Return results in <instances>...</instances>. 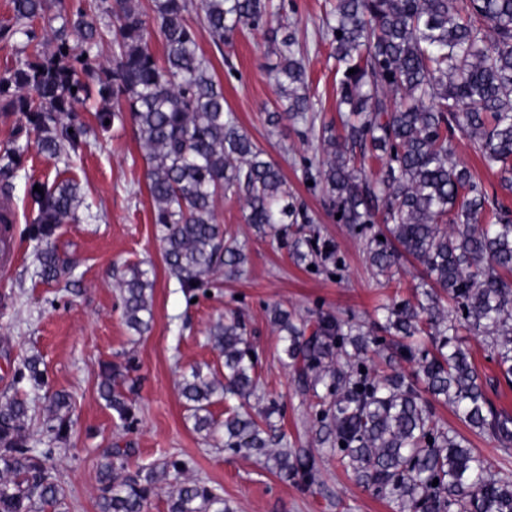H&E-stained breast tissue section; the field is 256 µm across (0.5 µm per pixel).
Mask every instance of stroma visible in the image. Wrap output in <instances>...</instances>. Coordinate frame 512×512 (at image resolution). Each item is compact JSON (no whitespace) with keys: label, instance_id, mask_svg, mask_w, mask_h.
Segmentation results:
<instances>
[{"label":"stroma","instance_id":"stroma-1","mask_svg":"<svg viewBox=\"0 0 512 512\" xmlns=\"http://www.w3.org/2000/svg\"><path fill=\"white\" fill-rule=\"evenodd\" d=\"M197 39L224 83L227 106L280 166L294 196L313 215L321 239L335 244L339 267L317 270L297 264L277 236L244 223L242 200L228 193L217 206V219L226 235L244 246V272L185 294L164 263L145 189L147 165L132 124L113 127L107 138L69 160L30 147L10 194L17 214L14 257L7 270L0 271V401L14 396L13 369L25 357L39 359L48 382L46 388L28 391L31 406L41 407L55 391L73 395L70 436L53 461V472L66 493L64 512H98L101 454L116 444L133 448L128 461L132 472L166 459L186 461L189 476L217 488L235 512H392L356 487L335 457L315 446L310 431L314 411L295 393L289 371L279 361L282 343L270 310L278 305L303 318L322 310L369 322L380 303L411 298L421 267L404 263L390 283L375 275L365 239L337 223L322 195L305 183L303 164L321 157L320 143L303 140L290 126L270 133L266 113L278 99L270 74L277 61L270 51V29L236 33L220 48L205 28H198ZM332 52L329 42H310L306 67L319 120L334 125L339 77ZM227 57L236 75L227 74ZM456 144L457 159L499 206L512 211V192L501 188L498 171L485 167L464 137H457ZM59 175L79 185L88 207L79 210L78 221L62 225L54 236L52 243L69 261L71 272L47 284L35 274L37 242L28 232L33 209L29 189L32 181L50 183ZM133 186L139 187L138 196H129ZM133 264L150 270L154 280L153 321L140 336L125 323L117 285L118 276ZM231 310L247 323L259 356L261 387L281 406L278 423L289 447L312 450L322 490L307 491L282 481L253 458L224 450L217 438L195 430L179 383L193 367L223 376L224 359L207 335ZM129 360L136 365L130 397L138 422L127 430L101 398L99 382L104 364Z\"/></svg>","mask_w":512,"mask_h":512}]
</instances>
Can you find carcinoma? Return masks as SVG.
Masks as SVG:
<instances>
[{"label": "carcinoma", "instance_id": "obj_1", "mask_svg": "<svg viewBox=\"0 0 512 512\" xmlns=\"http://www.w3.org/2000/svg\"><path fill=\"white\" fill-rule=\"evenodd\" d=\"M195 6L218 47L238 31L267 26L274 8L272 0H150L146 10L141 0H11L12 14L0 23V47L13 56L0 74V112L20 115L41 152L67 159L90 146L89 135L103 137L131 120L147 164L152 223L185 293L246 263L244 248L217 222L226 192L243 198L244 222L274 232L296 262L336 264V247L320 241L279 167L225 106L224 85L189 18ZM57 19L60 25L46 30ZM316 34L334 45L340 129L316 127L307 46L293 33L273 40L281 109L268 113V123L301 124V136L320 140L326 158L305 163V181L341 214L338 223L366 239L376 275L390 282L400 260L411 258L422 276L413 300L383 306L382 320L368 330L324 312L298 321L274 307L271 323L283 334L294 389L317 399L316 442L394 512H512V471L494 468L436 416L437 406H447L475 434L512 448V414L488 397L500 381L512 384V214L456 161L453 139L457 128L512 190V0H336ZM80 108L95 112L97 129L78 118ZM27 151L15 142L0 148L1 189L12 188ZM368 159L381 163L374 181ZM38 187L44 194L30 191L37 208L30 232L40 241L37 274L53 282L66 263L50 240L77 220L84 200L69 179ZM377 223L383 230L374 231ZM118 286L128 328L147 331L149 271L132 265ZM471 336L498 375L476 365ZM208 342L224 356V380L199 369L183 377L180 393L195 427L221 425L228 450L261 458L297 485H318L315 457L282 444L272 421L278 403L258 393V353L243 317L224 316ZM132 371L129 360L107 364L99 384L127 429L134 410L123 387ZM12 383L42 387L39 360L25 359ZM221 398L237 400L239 409L219 424L209 407ZM252 398L264 403L257 419L244 411ZM71 409L69 393L48 396L51 440L68 437ZM32 418L27 401L0 402V512L65 508V491L51 473L53 449L29 446ZM130 454L117 446L103 455L99 512H148L156 484L170 474L180 482L168 512H232L216 489L184 477L185 462L130 473Z\"/></svg>", "mask_w": 512, "mask_h": 512}]
</instances>
